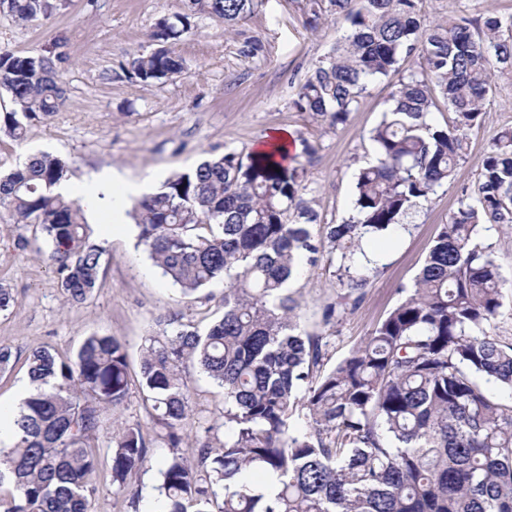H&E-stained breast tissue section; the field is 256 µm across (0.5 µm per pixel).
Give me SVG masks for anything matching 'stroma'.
Here are the masks:
<instances>
[{
  "label": "stroma",
  "mask_w": 512,
  "mask_h": 512,
  "mask_svg": "<svg viewBox=\"0 0 512 512\" xmlns=\"http://www.w3.org/2000/svg\"><path fill=\"white\" fill-rule=\"evenodd\" d=\"M180 0H63L49 19L22 22L0 11V52L43 53L62 41L68 60L61 75L67 89L62 109L49 122L30 127L19 142L0 131V170L8 171L27 154L48 152L66 160L69 182L81 185L105 169L132 180L145 181L157 191L170 177L194 168L211 154H252L254 145L275 129L293 136L290 152L304 160L305 146L315 150L308 167L306 196L323 224H339L352 214L355 177L375 159L369 139L389 108L390 80L370 84L342 124L331 126L298 112L293 100L313 64L330 56L349 28L335 15H324L309 26L296 0H264L253 14L238 23L232 34L224 24L201 16L176 45L184 68L162 83H143L130 77L133 55L154 49L151 37L156 20L178 10ZM425 21L497 13L512 18V0H420ZM254 44L255 55L244 56ZM512 127V70L499 73L496 88L478 122L467 130L468 148L454 177L428 200L420 201L408 218L409 230L397 239L373 246L377 270L372 274L358 310L328 321L324 307L341 290L336 267L328 254L316 262L302 261L289 292L301 305L302 326L326 337L327 363L348 355L376 323L412 288L440 224L456 211L460 200L474 197L483 159L493 138ZM108 211L89 217L91 240L105 250V273L93 296L69 305L58 276L45 260L48 244L35 239L32 227L15 224L0 209V282L15 297L0 312V345L16 356L13 367L0 373V407L12 406L18 386L27 377L25 358L44 347L61 355H75L88 336L110 335L128 349L130 369L140 370V348L157 335L165 321L175 318L206 331L224 312V284L205 288L202 298L181 296L153 267L138 242L135 225L110 228ZM28 238L26 250L16 246ZM490 245L506 286L504 307L496 321L500 335H512V238L499 226L480 231ZM193 412L188 426L224 440V392L204 374L189 380ZM108 430L101 433L95 492L90 512H146L159 483L158 462L171 454L156 444L153 465L132 480L139 505L130 493L115 492L111 479V432L128 425L150 427L139 391H131L124 406L105 415Z\"/></svg>",
  "instance_id": "1"
}]
</instances>
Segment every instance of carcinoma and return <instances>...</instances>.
<instances>
[{"label": "carcinoma", "instance_id": "carcinoma-1", "mask_svg": "<svg viewBox=\"0 0 512 512\" xmlns=\"http://www.w3.org/2000/svg\"><path fill=\"white\" fill-rule=\"evenodd\" d=\"M419 0H300L312 24L330 12L350 29L334 54L315 63L294 107L334 126L355 110L367 86L398 72L419 52L420 78L393 83L390 108L371 131L376 162L360 170L354 214L342 224L310 226L306 162L278 150L246 159L206 160L135 200L131 216L155 267L188 297L224 280V313L199 333L177 323L141 353L138 389L159 429L135 424L113 437L112 485L130 488L151 462L153 445L175 449L191 412L189 379L198 370L224 389V443L197 441L190 460L174 452L159 465L152 512H512V338L491 331L504 306V281L483 224L512 229V128L484 157L473 199L460 202L440 229L414 288L334 367L322 336L301 329L288 282L304 255L336 256L342 301L325 322L364 300L363 242L398 230L421 199L448 183L495 89L512 68V30L489 14L421 22ZM262 0H181L159 18L157 48L130 61L142 82L183 69L174 45L205 15L229 32ZM60 0H11L22 22L48 19ZM64 56L0 53V89L14 109L0 131L22 140L34 123L64 105ZM439 88L453 115L427 121ZM69 166L41 152L0 175V207L16 224H33L72 305L97 288L103 248L90 241L81 204L55 192ZM36 384L14 419L16 442L0 450V485L12 486L3 512H89L104 414L121 408L132 387L129 354L113 336L87 337L73 358L31 350ZM301 416L305 426L291 427ZM267 473L277 484L259 492Z\"/></svg>", "mask_w": 512, "mask_h": 512}]
</instances>
